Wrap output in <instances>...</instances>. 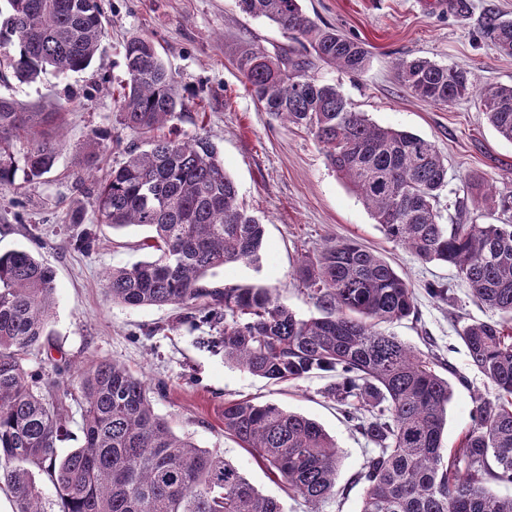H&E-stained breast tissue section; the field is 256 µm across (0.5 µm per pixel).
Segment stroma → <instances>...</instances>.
<instances>
[{
    "label": "stroma",
    "mask_w": 512,
    "mask_h": 512,
    "mask_svg": "<svg viewBox=\"0 0 512 512\" xmlns=\"http://www.w3.org/2000/svg\"><path fill=\"white\" fill-rule=\"evenodd\" d=\"M465 10H442L439 0H301L319 27L356 39L368 52L358 73L323 63L313 73L340 86L356 111L378 125L407 130L437 146L448 161V186L439 198L441 221L512 224L481 201V187L512 196V141L501 138L476 99L436 106L401 83L398 63L417 57L469 72L474 87L512 84V57L499 55L486 34L490 16L512 19V0H465ZM110 19L100 48L83 71L46 73L21 84L0 81V96L44 111L63 112V146L52 173L0 190V252L30 251L56 271L53 316L46 345L26 356L28 372L51 373V359L72 366L115 361L149 386L155 412L200 448L217 452L284 512H307L271 471L224 433L221 412L230 400L275 403L318 422L335 438L341 459L335 497L319 512H359L361 486L354 477L371 445L323 394L331 378L272 383L225 362L216 333L204 320L182 323L173 305L129 307L104 287L109 269L151 257L142 246L146 229L98 223L93 189L123 155L113 137L133 134L118 122L113 99L126 79L124 46L135 35L151 37L175 76L188 107L177 123L183 137H207L218 149L239 199L264 226L260 260L217 269L220 284L270 289L298 317L318 310L293 273L304 256L331 238L352 239L382 256L414 288L418 316L392 324L391 332L416 349L432 345L435 368L451 385L443 445L456 447L471 426L476 397L492 396L460 338L463 327L490 321L455 268L425 262L388 240L369 210L328 166L307 131L264 112L247 91L234 62L239 51L283 54L289 39L272 22L244 14L237 0H103ZM81 223H74V216ZM97 240L85 251L74 242L83 225ZM443 284L451 298L439 301L428 285Z\"/></svg>",
    "instance_id": "1"
}]
</instances>
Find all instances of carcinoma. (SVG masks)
<instances>
[{
  "mask_svg": "<svg viewBox=\"0 0 512 512\" xmlns=\"http://www.w3.org/2000/svg\"><path fill=\"white\" fill-rule=\"evenodd\" d=\"M291 35L269 59L245 50L237 66L257 103L311 133L330 167L370 210L384 235L425 262L450 264L473 296L499 315L462 330L472 364L494 390L475 401L474 420L447 455L443 433L451 389L432 356L385 331L417 317L413 289L382 257L351 239L332 238L296 272L319 314L297 317L262 288L220 285L213 270L256 263L264 229L239 200L213 143L171 138L187 108L154 42L125 46L127 78L116 99L119 123L140 141L97 192L98 223L149 231L152 259L105 275L112 300L130 307L177 305L182 321L204 314L224 359L274 383L321 371L326 396L374 445L354 478L360 512H512V224H443L437 203L448 164L415 133L379 126L334 84L311 75L315 62L364 69L363 45L318 27L300 0H238ZM109 19L99 0H0V75L20 83L87 68ZM497 52L512 56V20L493 17ZM417 98L447 106L476 96L488 123L512 141V85L473 89L468 72L426 59L399 63ZM60 112H28L0 97V190L14 189L24 166L34 180L52 172L62 140ZM27 139L24 153L16 143ZM55 271L26 250L0 253V487L16 512H47L36 474L47 476L58 512H283L224 457L177 436L153 409L146 382L114 362L77 369V393L34 377L23 356L41 344L52 315ZM78 406L83 444L65 457L57 443ZM224 433L238 440L300 496L309 512L336 495L339 448L316 421L272 403H224Z\"/></svg>",
  "mask_w": 512,
  "mask_h": 512,
  "instance_id": "1",
  "label": "carcinoma"
}]
</instances>
